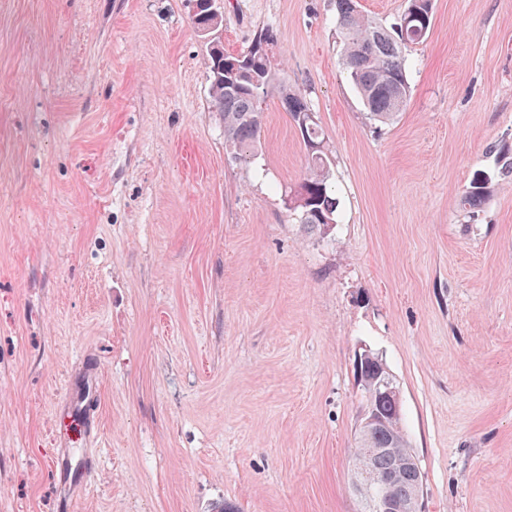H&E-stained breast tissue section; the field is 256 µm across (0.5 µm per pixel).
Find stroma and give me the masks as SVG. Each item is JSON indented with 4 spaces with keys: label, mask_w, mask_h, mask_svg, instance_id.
<instances>
[{
    "label": "stroma",
    "mask_w": 512,
    "mask_h": 512,
    "mask_svg": "<svg viewBox=\"0 0 512 512\" xmlns=\"http://www.w3.org/2000/svg\"><path fill=\"white\" fill-rule=\"evenodd\" d=\"M220 7L225 50L272 30L321 123L329 235L284 205L306 158L277 93L231 158L190 0H0V512H361L362 346L399 386L421 512H512V0H432L378 127L336 0ZM67 453L97 462L69 492ZM489 193V187L485 182H473L462 195L461 205L463 209L467 213H475Z\"/></svg>",
    "instance_id": "1"
}]
</instances>
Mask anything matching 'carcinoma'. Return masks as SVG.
<instances>
[{
    "instance_id": "obj_1",
    "label": "carcinoma",
    "mask_w": 512,
    "mask_h": 512,
    "mask_svg": "<svg viewBox=\"0 0 512 512\" xmlns=\"http://www.w3.org/2000/svg\"><path fill=\"white\" fill-rule=\"evenodd\" d=\"M336 12L348 78L367 107L369 119L386 124L407 105L409 84L403 49L427 38L432 23V0H407L404 13L409 23L400 29L388 30L363 15L357 0H336ZM222 21L215 0H197L192 23L196 30L211 36L208 41L210 95L224 118V139L234 160L245 161L256 156L265 123L263 103L269 89L277 86L283 107L306 150L307 170L298 187L288 194V211L298 217L299 223L327 235L336 225L339 201L329 179L332 159L320 122L310 119L312 110L300 94L286 83L275 84L273 32L262 30L247 50L229 53L217 36ZM489 193L486 183H472L462 195L463 209L476 212ZM377 409L385 423L364 439L377 452L371 456L353 453V469L357 473L394 475L388 492L410 503L416 482L402 469L412 448L402 428L401 402L381 399Z\"/></svg>"
}]
</instances>
